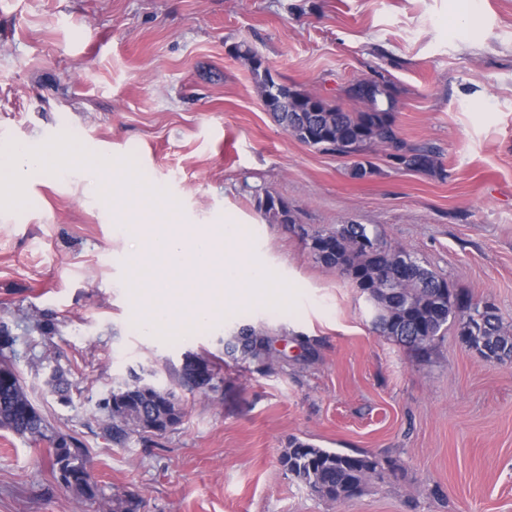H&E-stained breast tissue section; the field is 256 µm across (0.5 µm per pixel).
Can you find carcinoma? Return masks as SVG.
I'll return each instance as SVG.
<instances>
[{"label":"carcinoma","instance_id":"carcinoma-1","mask_svg":"<svg viewBox=\"0 0 512 512\" xmlns=\"http://www.w3.org/2000/svg\"><path fill=\"white\" fill-rule=\"evenodd\" d=\"M250 68L272 102L274 119L301 142L340 156H360L379 144L391 149L389 157L401 168L416 172L441 168L433 148L409 146L399 138L390 108L382 107L384 102L392 103L387 83L364 79L352 83L346 95L363 105L357 112L325 103L320 112H300L298 108L312 96L276 82L266 67L252 64ZM271 199L268 194L259 201L264 216L274 224H294L290 210L276 206ZM300 236L317 261L346 273L368 296L375 310L373 324L383 336L425 350L452 319L459 323L463 342L479 355L499 362L512 360V336L503 332L494 307H481L468 296L452 293L445 280L403 248L383 244L376 252L366 250L364 241L379 239L366 225L340 224L313 232L302 227ZM227 348L263 363L270 354V341L254 328L244 327L231 337ZM6 360L0 348V429L34 441L52 440L47 435L46 419L28 398L18 371ZM196 369L193 361L185 360L178 371V385L190 392L201 390ZM101 410L103 430L117 447L124 446L133 435L144 440L158 433L164 435L180 426L185 417L175 390L145 388L135 372L112 390ZM52 459L66 488L86 500L98 498L99 488L80 442L57 449ZM280 461L308 487L317 479L318 496L331 501L352 498L370 478L394 470L390 460L366 453L351 455L300 440L289 443Z\"/></svg>","mask_w":512,"mask_h":512}]
</instances>
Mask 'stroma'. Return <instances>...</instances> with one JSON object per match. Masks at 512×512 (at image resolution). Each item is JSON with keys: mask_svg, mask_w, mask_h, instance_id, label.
<instances>
[{"mask_svg": "<svg viewBox=\"0 0 512 512\" xmlns=\"http://www.w3.org/2000/svg\"><path fill=\"white\" fill-rule=\"evenodd\" d=\"M242 43L277 82L350 112L351 82L389 83L400 138L436 146L442 174L374 145V173L356 178L354 158L298 141L266 112ZM62 133L134 157L171 220L237 224L299 293L291 311L230 306L172 342L144 334L120 208L100 195L116 170L26 182L28 207L0 211V319L30 400L83 444L105 496L134 512H512V362L468 349L453 321L424 354L381 336L352 280L258 207L281 198L311 231L367 225L512 332V0H0V146ZM244 325L271 339L272 371L225 354ZM188 355L216 366L218 389L179 390L177 430L113 445L99 401L133 371L174 387ZM55 368L71 403L45 384ZM295 439L395 468L326 501L281 466ZM0 512L101 510L58 482L45 442L0 429Z\"/></svg>", "mask_w": 512, "mask_h": 512, "instance_id": "obj_1", "label": "stroma"}]
</instances>
